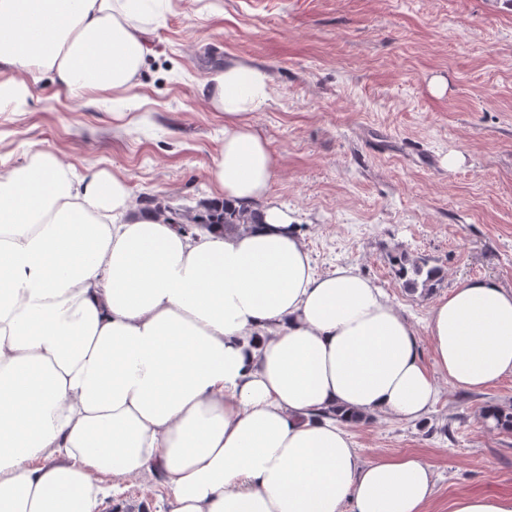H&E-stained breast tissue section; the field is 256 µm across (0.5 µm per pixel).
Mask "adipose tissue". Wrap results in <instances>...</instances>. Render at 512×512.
I'll use <instances>...</instances> for the list:
<instances>
[{
	"label": "adipose tissue",
	"instance_id": "adipose-tissue-1",
	"mask_svg": "<svg viewBox=\"0 0 512 512\" xmlns=\"http://www.w3.org/2000/svg\"><path fill=\"white\" fill-rule=\"evenodd\" d=\"M151 0H0V100L132 86ZM224 115L214 198L262 216L195 236L126 180L47 148L0 169V512H96L102 477L160 476L168 512H426L431 465L362 459L335 410L425 418L437 399L414 326L352 266L317 274L269 197L253 128L260 66L200 85ZM438 373L512 376V290L463 281L426 324Z\"/></svg>",
	"mask_w": 512,
	"mask_h": 512
}]
</instances>
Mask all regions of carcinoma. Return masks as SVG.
I'll list each match as a JSON object with an SVG mask.
<instances>
[{
    "instance_id": "1",
    "label": "carcinoma",
    "mask_w": 512,
    "mask_h": 512,
    "mask_svg": "<svg viewBox=\"0 0 512 512\" xmlns=\"http://www.w3.org/2000/svg\"><path fill=\"white\" fill-rule=\"evenodd\" d=\"M146 204L163 214L169 223L177 224L183 230L190 225L222 224L226 230L247 231L261 223V215L246 208L219 207L211 203H204L199 209L172 207L154 198L147 200ZM394 262L395 275L409 291L421 290L428 293L441 280V268L430 264L428 259H412L402 253L394 258ZM482 418L485 421L491 418L496 428L512 432V405L489 403L483 407Z\"/></svg>"
}]
</instances>
